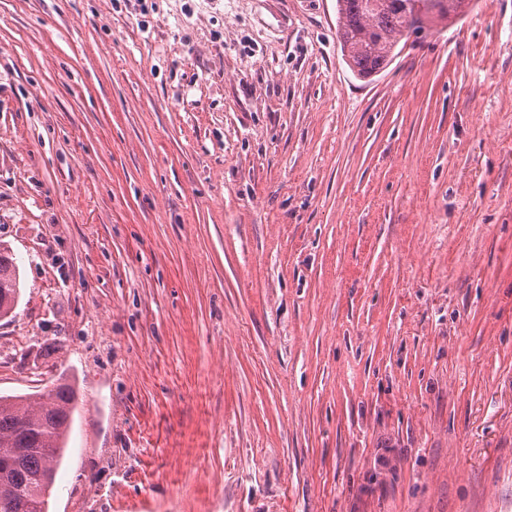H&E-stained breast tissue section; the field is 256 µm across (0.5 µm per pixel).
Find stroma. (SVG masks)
I'll return each instance as SVG.
<instances>
[{"mask_svg":"<svg viewBox=\"0 0 512 512\" xmlns=\"http://www.w3.org/2000/svg\"><path fill=\"white\" fill-rule=\"evenodd\" d=\"M336 0H0V396L48 512H512V0L356 77ZM11 251L0 244V317L12 312L19 297V277ZM26 399L0 396V512H47L46 498L71 425L70 387L58 385L41 393L33 406ZM8 448L21 452L5 456Z\"/></svg>","mask_w":512,"mask_h":512,"instance_id":"35a3bbf8","label":"stroma"}]
</instances>
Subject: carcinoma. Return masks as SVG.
<instances>
[{
  "label": "carcinoma",
  "instance_id": "carcinoma-1",
  "mask_svg": "<svg viewBox=\"0 0 512 512\" xmlns=\"http://www.w3.org/2000/svg\"><path fill=\"white\" fill-rule=\"evenodd\" d=\"M412 0H336V38L359 78L384 71L401 42L435 22L458 17L469 0H446L441 16L408 19ZM19 277L11 251L0 244V317L12 312ZM74 392L58 385L33 405L23 396H0V512H47L46 485L55 477L71 425Z\"/></svg>",
  "mask_w": 512,
  "mask_h": 512
}]
</instances>
